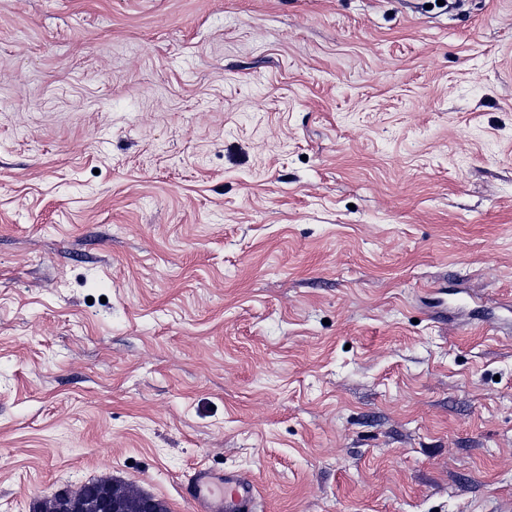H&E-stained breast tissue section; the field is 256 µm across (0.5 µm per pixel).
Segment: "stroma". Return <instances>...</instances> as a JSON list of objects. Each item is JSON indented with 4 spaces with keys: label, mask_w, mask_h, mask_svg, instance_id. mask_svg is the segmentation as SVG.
<instances>
[{
    "label": "stroma",
    "mask_w": 512,
    "mask_h": 512,
    "mask_svg": "<svg viewBox=\"0 0 512 512\" xmlns=\"http://www.w3.org/2000/svg\"><path fill=\"white\" fill-rule=\"evenodd\" d=\"M507 299L512 0H0V512H512ZM184 498L201 512H256L258 489L247 474H217L208 468L194 471ZM111 483L105 480H96L84 484L74 497L70 498L63 507L67 512H125L127 504L121 501L114 490L106 486H100L92 496L79 494L85 492L89 486Z\"/></svg>",
    "instance_id": "obj_1"
}]
</instances>
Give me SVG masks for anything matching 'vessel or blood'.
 Returning <instances> with one entry per match:
<instances>
[{
    "label": "vessel or blood",
    "instance_id": "1",
    "mask_svg": "<svg viewBox=\"0 0 512 512\" xmlns=\"http://www.w3.org/2000/svg\"><path fill=\"white\" fill-rule=\"evenodd\" d=\"M185 498L197 512H256L258 507V489L250 475H220L207 468L194 471Z\"/></svg>",
    "mask_w": 512,
    "mask_h": 512
}]
</instances>
